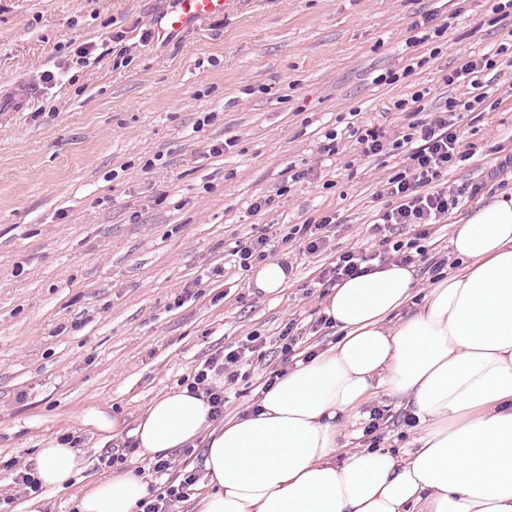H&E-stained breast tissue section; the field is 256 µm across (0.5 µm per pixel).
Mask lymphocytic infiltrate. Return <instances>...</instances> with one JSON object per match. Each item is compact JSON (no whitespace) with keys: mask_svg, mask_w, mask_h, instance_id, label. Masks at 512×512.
Here are the masks:
<instances>
[{"mask_svg":"<svg viewBox=\"0 0 512 512\" xmlns=\"http://www.w3.org/2000/svg\"><path fill=\"white\" fill-rule=\"evenodd\" d=\"M499 56V51L495 50L462 58L448 73L446 82L476 89L475 99L448 98L440 115L410 123L400 138L390 139L386 131L375 126L351 128L350 134L361 145L364 156H385L400 150L404 153V168L389 178L383 187L390 203L373 224L375 233L381 236L380 251L370 255L353 251L342 253L333 266L323 269V282L332 285L344 281L367 272L376 263L410 265L427 262L428 255L420 241L428 236L429 226L445 223L449 213L464 206L476 192L473 186L451 187L444 180L449 168L461 159L453 117L458 110L469 112L475 103L483 102L484 97L478 92L479 76L497 70ZM399 224L417 226L415 239L406 242L391 239L390 228ZM263 344L261 336L249 337L246 343L216 351L196 368L189 387L194 392L203 391L212 418L224 414L225 383L237 380L238 366L261 351Z\"/></svg>","mask_w":512,"mask_h":512,"instance_id":"1","label":"lymphocytic infiltrate"}]
</instances>
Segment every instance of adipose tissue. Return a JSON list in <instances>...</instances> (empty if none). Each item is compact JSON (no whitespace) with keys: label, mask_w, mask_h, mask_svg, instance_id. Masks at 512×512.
<instances>
[{"label":"adipose tissue","mask_w":512,"mask_h":512,"mask_svg":"<svg viewBox=\"0 0 512 512\" xmlns=\"http://www.w3.org/2000/svg\"><path fill=\"white\" fill-rule=\"evenodd\" d=\"M455 268L419 285L388 264L337 283L335 345L280 374L243 414L213 424L182 387L153 400L133 437L151 459L204 444L191 512H512V197L481 201L450 241ZM412 416L407 449L348 450L340 426L377 393ZM74 449H40L43 487L78 512H136L129 469L83 484Z\"/></svg>","instance_id":"ef3b65f1"}]
</instances>
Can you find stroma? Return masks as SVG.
<instances>
[{"mask_svg": "<svg viewBox=\"0 0 512 512\" xmlns=\"http://www.w3.org/2000/svg\"><path fill=\"white\" fill-rule=\"evenodd\" d=\"M172 5L0 0V81L42 88L32 110L0 116V495L15 512L27 496L4 461L28 463L64 439L85 483L111 476L108 452L216 350L266 341L224 391L229 417L272 372L334 345L319 274L344 252L376 249L382 189L403 162L362 156L346 125L398 138L411 118L396 101L423 91L428 118L468 98L448 71L507 37L487 0H238L166 42L142 40ZM428 10L449 18L435 56L408 43ZM118 32L123 61L80 64L82 44L108 47ZM417 56L426 64L407 70ZM387 71L398 80L376 83ZM490 86L477 111L455 115L462 159L447 176L482 198L512 193V171L498 168L512 155V65ZM331 131L343 135L333 155L322 150ZM258 197L270 203L251 212ZM330 214L324 250L282 243ZM262 229L271 258L292 268L272 295L251 287L236 255ZM286 330L296 344L285 357ZM371 406L385 415L381 447L405 446L404 409L383 395Z\"/></svg>", "mask_w": 512, "mask_h": 512, "instance_id": "obj_1", "label": "stroma"}]
</instances>
